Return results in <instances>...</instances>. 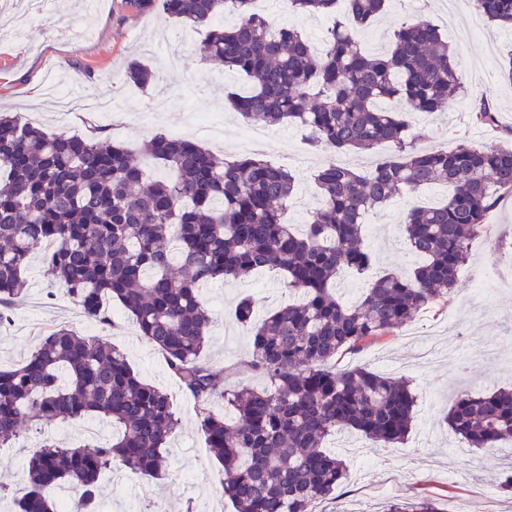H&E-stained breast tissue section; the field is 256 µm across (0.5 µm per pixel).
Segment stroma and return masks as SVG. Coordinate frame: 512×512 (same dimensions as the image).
Masks as SVG:
<instances>
[{
  "label": "stroma",
  "mask_w": 512,
  "mask_h": 512,
  "mask_svg": "<svg viewBox=\"0 0 512 512\" xmlns=\"http://www.w3.org/2000/svg\"><path fill=\"white\" fill-rule=\"evenodd\" d=\"M426 19L447 38L468 92L489 93L498 125L473 122L465 105L450 104L435 115L407 114L418 146L450 150L465 143L481 146L512 139L499 137L512 127V82L503 68L512 51V28L488 24L469 0H436L421 9L414 0H391L373 25L357 30L355 40L367 54L385 49L401 21ZM206 32L161 17L138 14L124 0H0V110L17 114L50 134L80 135L96 115L86 103L95 100L110 109L105 138L132 153L151 134L179 129L212 152L227 158L246 155L248 123L225 99L226 89L247 90L242 75L222 70L198 52ZM138 61L159 77L157 85L129 82L125 68ZM268 162L288 167L295 177V197L285 218L302 227L317 207L315 181L322 159L307 164L310 149L303 131L292 124L273 127ZM428 206L440 202L435 189L416 199L402 195L369 212L364 242L373 266L360 275L351 271L336 282L337 297L355 303L370 279L386 273L410 275L417 264L400 222L411 201ZM487 234L476 238L461 268L447 305L429 308L394 334L376 341L341 366L363 365L388 377L408 378L416 396L415 418L404 444L372 447L357 432L336 437L350 470L348 494L319 504L316 512H371L389 503L433 500L440 512H512V494L500 488L503 466L512 452L496 448L471 454L442 421L456 392H479L512 382V255L500 240L512 235V199L499 204L489 218ZM27 289L14 306L9 324L0 326V365L20 364L54 326L66 325L83 335H100L123 350L131 366L147 382L166 391L178 417L169 443L166 476L160 481L115 467L99 480L108 512H234L222 486L224 469L211 454L200 429L196 403L171 376L163 356L142 340L129 315L112 306V324L89 319L82 308L44 273L35 260L26 274ZM249 297L256 318L286 304L290 298L278 273H257L239 281L217 282L204 294L212 327L203 358L224 370L227 388L266 387L259 374L246 370L251 328L235 316V305ZM85 428L44 423L24 431L11 445L0 447V481L7 492L0 512H13L24 488L26 460L43 439L76 441Z\"/></svg>",
  "instance_id": "1"
}]
</instances>
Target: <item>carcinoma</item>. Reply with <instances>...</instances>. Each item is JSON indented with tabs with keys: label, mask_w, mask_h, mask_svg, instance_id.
<instances>
[{
	"label": "carcinoma",
	"mask_w": 512,
	"mask_h": 512,
	"mask_svg": "<svg viewBox=\"0 0 512 512\" xmlns=\"http://www.w3.org/2000/svg\"><path fill=\"white\" fill-rule=\"evenodd\" d=\"M137 13L159 12L210 28L205 60L236 71L249 90L228 95L247 122L285 121L307 132L314 150L369 151L390 143L395 154L367 172L331 161L316 175L321 203L302 233L285 223L293 175L260 155L221 160L166 132L142 153L168 175L150 179L119 144L48 134L0 114V323L26 289L33 251L42 246L45 274L84 313L108 321L115 300L139 335L164 357L180 388L197 404L208 447L224 466V496L235 512H314L349 474L328 447L350 428L378 448L408 436L416 397L407 379L329 363L354 355L412 322L425 307L448 304L473 239L492 211L512 196V149L460 144L421 149L408 138L407 112H444L466 93L438 28L404 22L389 49L367 55L351 25H371L387 0H345L344 17L314 54L295 28L273 25L254 0H125ZM338 0H289L296 13L327 14ZM488 22L512 25V0H473ZM233 12L237 21L215 25ZM127 77L148 87L157 76L134 62ZM475 122L498 123L490 98L470 99ZM431 185L449 188L437 206L412 205L403 231L420 263L412 276L372 280L360 300L336 298L339 275L371 266L362 227L366 212ZM267 269L286 276L299 300L254 321L249 300L236 307L252 326L247 367L269 381L262 390H224V370L202 361L211 324L203 289ZM222 397L233 416L212 410ZM106 418L119 432L86 449L47 442L26 462L27 490L18 512H57L52 496L81 490L71 512H100L99 475L119 464L150 478L166 467V444L178 419L168 394L144 381L127 356L99 336L66 325L52 329L22 364L0 368V446L33 423L83 424ZM443 422L473 451L512 443V387L460 392ZM385 512H440L423 500Z\"/></svg>",
	"instance_id": "obj_1"
}]
</instances>
